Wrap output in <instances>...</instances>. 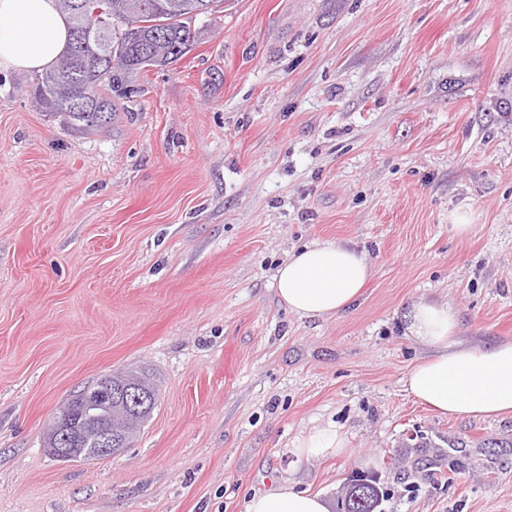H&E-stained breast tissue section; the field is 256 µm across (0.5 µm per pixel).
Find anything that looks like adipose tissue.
Here are the masks:
<instances>
[{"mask_svg": "<svg viewBox=\"0 0 512 512\" xmlns=\"http://www.w3.org/2000/svg\"><path fill=\"white\" fill-rule=\"evenodd\" d=\"M67 40L68 24L55 0H0V71H41ZM370 274L364 252L328 241L291 254L274 280L288 311L316 318L352 307ZM405 320L407 334L432 350L406 378L411 395L444 416L512 418V341L462 345L456 311L445 301L416 299ZM246 512H328V505L320 494L281 485L253 495Z\"/></svg>", "mask_w": 512, "mask_h": 512, "instance_id": "ef3b65f1", "label": "adipose tissue"}]
</instances>
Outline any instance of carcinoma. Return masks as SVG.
Returning a JSON list of instances; mask_svg holds the SVG:
<instances>
[{
	"mask_svg": "<svg viewBox=\"0 0 512 512\" xmlns=\"http://www.w3.org/2000/svg\"><path fill=\"white\" fill-rule=\"evenodd\" d=\"M128 0H56L59 13L68 21L70 40L65 51L45 70L34 76L31 101L41 112L58 116L77 133L105 128L128 98V83L150 67H166L181 59L196 44L191 29V12L210 5L205 16L221 12L224 0H143L145 9L133 14ZM106 7L118 27L110 31L93 29L97 9ZM125 52L126 64L110 66L112 48ZM81 96L107 106L108 112H61L58 104L66 97ZM137 387L152 397L157 389L142 370L112 375V389ZM152 410L135 415L123 404H112V423L125 432V444L133 442L136 429L150 418Z\"/></svg>",
	"mask_w": 512,
	"mask_h": 512,
	"instance_id": "cac0c4a2",
	"label": "carcinoma"
}]
</instances>
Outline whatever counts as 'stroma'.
<instances>
[{"label": "stroma", "instance_id": "1", "mask_svg": "<svg viewBox=\"0 0 512 512\" xmlns=\"http://www.w3.org/2000/svg\"><path fill=\"white\" fill-rule=\"evenodd\" d=\"M194 26L91 134L0 72V512L332 504L355 469L381 512H512V418L420 404L402 327L426 297L464 345L512 340V0H224ZM327 241L367 254L362 297L289 312L276 269ZM130 369L157 385L131 447L52 457L60 405ZM325 428L340 453H295ZM246 512H329L326 501L319 493L295 491L281 485L261 494L253 495Z\"/></svg>", "mask_w": 512, "mask_h": 512}]
</instances>
